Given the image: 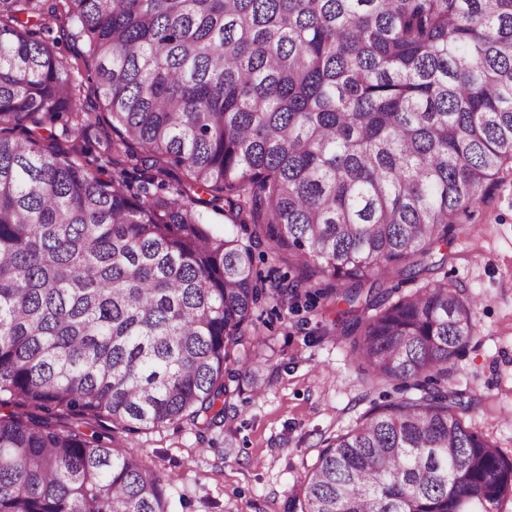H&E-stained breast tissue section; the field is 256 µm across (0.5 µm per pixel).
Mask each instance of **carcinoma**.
Returning <instances> with one entry per match:
<instances>
[{
	"label": "carcinoma",
	"instance_id": "carcinoma-1",
	"mask_svg": "<svg viewBox=\"0 0 512 512\" xmlns=\"http://www.w3.org/2000/svg\"><path fill=\"white\" fill-rule=\"evenodd\" d=\"M509 164L512 0H0V402L33 408L0 415V512H167L166 479L56 416L217 427L263 390L254 311L301 296L415 394L327 439L288 512H512V457L448 387L473 300L374 292L442 267Z\"/></svg>",
	"mask_w": 512,
	"mask_h": 512
}]
</instances>
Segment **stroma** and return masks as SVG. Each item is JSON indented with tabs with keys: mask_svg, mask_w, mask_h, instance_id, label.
<instances>
[{
	"mask_svg": "<svg viewBox=\"0 0 512 512\" xmlns=\"http://www.w3.org/2000/svg\"><path fill=\"white\" fill-rule=\"evenodd\" d=\"M443 268L415 282L393 275L381 287L408 293L443 281L475 303L476 334L456 361L453 389L473 395L469 425L512 454V174L492 198L473 206L444 248ZM263 337L251 353L265 380L262 395L242 383L221 427L167 424L135 435L113 430V445L167 478L168 512H288L327 438L346 432L393 385L368 386L320 305L270 299L255 321Z\"/></svg>",
	"mask_w": 512,
	"mask_h": 512,
	"instance_id": "1",
	"label": "stroma"
}]
</instances>
